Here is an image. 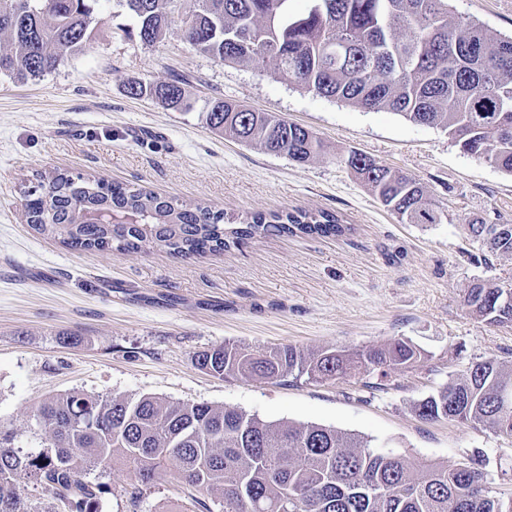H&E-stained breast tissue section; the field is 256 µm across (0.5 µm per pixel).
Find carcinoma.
<instances>
[{
    "instance_id": "obj_1",
    "label": "carcinoma",
    "mask_w": 512,
    "mask_h": 512,
    "mask_svg": "<svg viewBox=\"0 0 512 512\" xmlns=\"http://www.w3.org/2000/svg\"><path fill=\"white\" fill-rule=\"evenodd\" d=\"M0 0V75L19 82L53 73L90 46L112 0ZM177 0H118L138 37L152 45L165 36ZM311 0L296 17L288 0H194L181 25L198 53L245 63L256 57L272 74L326 98L365 110H386L448 131L460 149L512 173V36L494 37L450 15L448 0ZM182 75L154 84L134 81L127 92L164 107L188 106ZM209 128L305 163L325 152L321 139L269 112L222 97L204 103ZM336 160L406 224H435L439 213L421 183L350 151ZM26 191L29 226L72 249L138 252L158 249L190 259L228 250L256 236H341L351 231L328 211L253 214L226 228L224 214L145 188L130 189L94 176L58 172ZM137 216L135 224L113 216ZM487 252L512 256V222L467 224ZM497 282L478 281L465 304L492 326L512 327V309L499 307ZM422 350L393 339L368 349L305 351L288 346L246 350L235 344L203 351L197 363L219 377L281 381L305 375L327 381L376 372L385 381L420 361ZM512 364L475 361L466 373L415 405L422 419L445 418L488 427L512 438ZM44 434L40 448L0 439V512H98L112 487L91 471L119 463L134 476L125 491L136 508L145 488L168 475L206 495L222 512H507L509 501L485 485L481 461L454 467H415L364 438L320 425L268 423L239 410L206 403H173L70 392L35 409ZM26 479L47 502L20 491Z\"/></svg>"
}]
</instances>
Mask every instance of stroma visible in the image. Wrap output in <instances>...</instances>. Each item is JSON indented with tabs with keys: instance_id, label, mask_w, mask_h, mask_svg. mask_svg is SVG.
I'll return each instance as SVG.
<instances>
[{
	"instance_id": "stroma-1",
	"label": "stroma",
	"mask_w": 512,
	"mask_h": 512,
	"mask_svg": "<svg viewBox=\"0 0 512 512\" xmlns=\"http://www.w3.org/2000/svg\"><path fill=\"white\" fill-rule=\"evenodd\" d=\"M453 16L491 35H512V0H450ZM112 6L85 54L41 80L0 77V425L16 443L40 445L33 409L80 391L208 403L272 423L319 424L356 434L415 464L455 465L475 456L497 497H512V438L445 419L416 403L489 357L512 363V328L465 306L479 280L512 279V258L484 254L463 230L512 220V174L465 154L443 129L365 111L277 79L265 63H224L182 38L181 16L142 44ZM187 78L191 109H165L127 92L131 80ZM221 96L280 115L318 136L326 151L299 164L212 132L205 99ZM357 151L416 177L440 219L405 224L339 165ZM56 171L93 174L165 196L245 215L328 210L353 227L343 237H256L221 253L177 259L159 250L79 251L37 234L23 196ZM408 339L425 353L385 385L361 373L327 382L217 378L199 353L227 343L366 348ZM112 493L100 512L192 508L167 477L131 509L133 481L105 470Z\"/></svg>"
}]
</instances>
